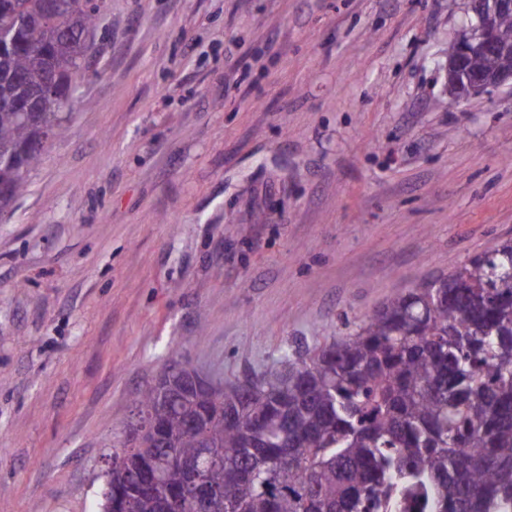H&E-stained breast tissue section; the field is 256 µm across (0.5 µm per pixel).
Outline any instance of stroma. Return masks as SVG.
<instances>
[{
  "label": "stroma",
  "mask_w": 512,
  "mask_h": 512,
  "mask_svg": "<svg viewBox=\"0 0 512 512\" xmlns=\"http://www.w3.org/2000/svg\"><path fill=\"white\" fill-rule=\"evenodd\" d=\"M468 0H106L0 214V512H102L132 399L231 382L512 241V88L457 104Z\"/></svg>",
  "instance_id": "obj_1"
}]
</instances>
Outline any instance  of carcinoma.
Returning a JSON list of instances; mask_svg holds the SVG:
<instances>
[{"label":"carcinoma","mask_w":512,"mask_h":512,"mask_svg":"<svg viewBox=\"0 0 512 512\" xmlns=\"http://www.w3.org/2000/svg\"><path fill=\"white\" fill-rule=\"evenodd\" d=\"M62 21L42 0H0V212L24 190L41 126L13 104L50 72L70 90L102 0H75ZM49 36L32 39L34 30ZM498 39L512 47V11ZM70 105L45 113L59 134ZM288 377L247 375L166 414L163 436L131 435L112 453L121 512H512V242L451 274L394 294L357 329L297 351ZM163 388L135 399L144 420ZM219 457L206 486L184 465ZM179 463L147 489L133 472L162 455Z\"/></svg>","instance_id":"1"}]
</instances>
